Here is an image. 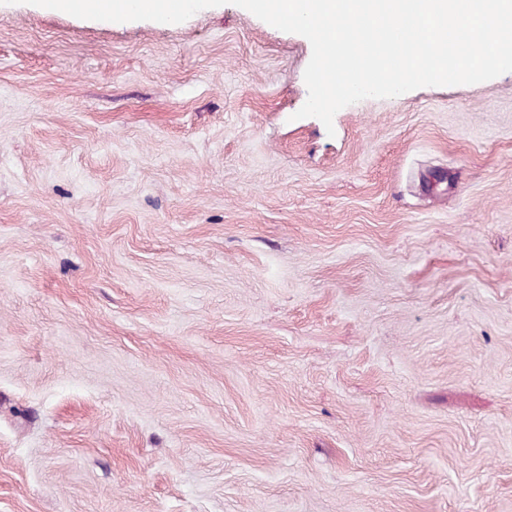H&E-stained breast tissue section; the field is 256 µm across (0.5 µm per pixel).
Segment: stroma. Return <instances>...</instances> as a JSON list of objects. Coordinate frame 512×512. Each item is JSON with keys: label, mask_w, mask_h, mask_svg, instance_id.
Wrapping results in <instances>:
<instances>
[{"label": "stroma", "mask_w": 512, "mask_h": 512, "mask_svg": "<svg viewBox=\"0 0 512 512\" xmlns=\"http://www.w3.org/2000/svg\"><path fill=\"white\" fill-rule=\"evenodd\" d=\"M311 55L0 0V512H512V72Z\"/></svg>", "instance_id": "35a3bbf8"}]
</instances>
